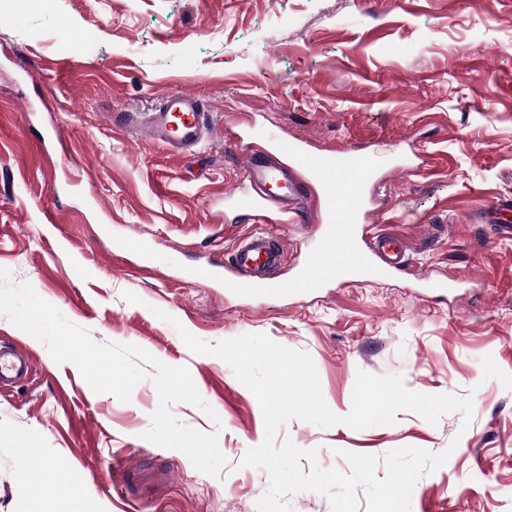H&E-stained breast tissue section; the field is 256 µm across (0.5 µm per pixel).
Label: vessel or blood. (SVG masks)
<instances>
[{"label":"vessel or blood","mask_w":512,"mask_h":512,"mask_svg":"<svg viewBox=\"0 0 512 512\" xmlns=\"http://www.w3.org/2000/svg\"><path fill=\"white\" fill-rule=\"evenodd\" d=\"M150 113L147 128L152 140L186 157L217 133L202 100L192 93L164 95L151 106ZM274 149L271 156L242 155L249 190L235 197L233 205L258 218L269 209L295 215L304 207L306 197L294 168H302L320 181L316 201L321 217L328 222L324 243L290 278L291 289L310 292L334 282L369 285L409 267V246L400 237L381 230L366 235L359 230L371 215L373 173L364 153L349 148L316 153L296 137L279 139ZM284 252L278 236L259 233L238 243L227 262L198 271L196 278L203 284L223 282L232 292L247 297L270 294L279 286L267 273L282 265ZM33 367L26 352L0 345V386L27 378Z\"/></svg>","instance_id":"vessel-or-blood-1"}]
</instances>
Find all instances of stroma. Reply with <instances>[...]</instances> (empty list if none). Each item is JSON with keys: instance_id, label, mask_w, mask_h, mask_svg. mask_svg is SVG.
<instances>
[{"instance_id": "1", "label": "stroma", "mask_w": 512, "mask_h": 512, "mask_svg": "<svg viewBox=\"0 0 512 512\" xmlns=\"http://www.w3.org/2000/svg\"><path fill=\"white\" fill-rule=\"evenodd\" d=\"M27 2L0 0V268L94 340L187 367L207 406L171 411L217 435L227 463L213 477L144 439L151 380L127 403L94 393L0 316V343L35 361L27 381L0 388V512H29L35 494L54 512H257L268 475L240 461L265 437L260 404L228 364L193 353L182 327L210 344L263 334L308 353L340 416L360 369L472 397L468 423L456 411L362 430L293 420L275 440L345 473L349 452L446 450L411 512H512V239L473 220L512 198V0ZM178 90L245 146L276 134L362 149L381 181L371 221L408 240L407 272L254 301L198 284L197 268L260 228L226 201L242 179L236 156L220 136L175 156L112 121ZM315 225L312 210L279 225L280 281L321 248ZM143 241L147 270L134 264ZM424 273L456 286L428 289Z\"/></svg>"}]
</instances>
